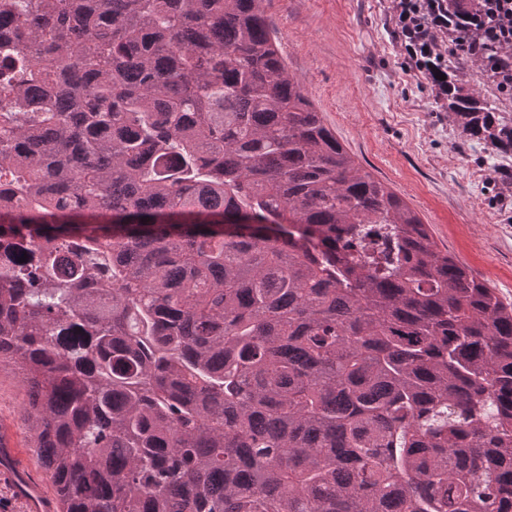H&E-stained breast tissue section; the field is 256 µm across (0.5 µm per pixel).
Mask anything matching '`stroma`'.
<instances>
[{
	"label": "stroma",
	"instance_id": "stroma-1",
	"mask_svg": "<svg viewBox=\"0 0 512 512\" xmlns=\"http://www.w3.org/2000/svg\"><path fill=\"white\" fill-rule=\"evenodd\" d=\"M264 12L290 75L347 153L427 224L439 250L512 303V198L498 193L512 164L460 145L406 51L394 0H265ZM24 398L15 367L0 365V433L51 496Z\"/></svg>",
	"mask_w": 512,
	"mask_h": 512
}]
</instances>
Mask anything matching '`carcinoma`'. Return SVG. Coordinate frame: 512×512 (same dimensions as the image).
<instances>
[{
	"label": "carcinoma",
	"mask_w": 512,
	"mask_h": 512,
	"mask_svg": "<svg viewBox=\"0 0 512 512\" xmlns=\"http://www.w3.org/2000/svg\"><path fill=\"white\" fill-rule=\"evenodd\" d=\"M264 2L0 0V364L60 512H512V304L355 164ZM411 11L512 157L498 13Z\"/></svg>",
	"instance_id": "1"
}]
</instances>
